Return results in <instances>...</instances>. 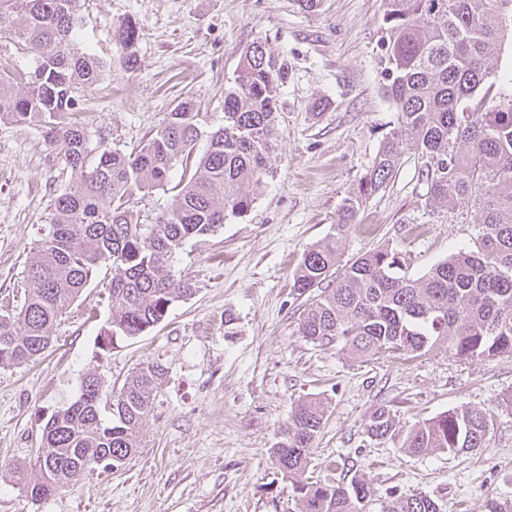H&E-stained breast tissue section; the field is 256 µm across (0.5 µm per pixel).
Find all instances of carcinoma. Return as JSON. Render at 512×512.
Returning a JSON list of instances; mask_svg holds the SVG:
<instances>
[{
  "label": "carcinoma",
  "mask_w": 512,
  "mask_h": 512,
  "mask_svg": "<svg viewBox=\"0 0 512 512\" xmlns=\"http://www.w3.org/2000/svg\"><path fill=\"white\" fill-rule=\"evenodd\" d=\"M6 21L37 66L20 93L0 78V119L39 123L45 142L61 147L70 181L54 198L48 232L27 270L21 310L0 316L1 365L28 363L47 351L51 325L102 266L112 272L118 304L102 350L158 325L173 303L192 294L173 259L188 240L216 232L226 214L246 213L273 175L278 92L289 74L288 61L262 42L242 51L224 89V125L209 133L204 153L183 169L175 207L148 219L134 212L132 199L167 188L176 165L194 155L203 134L194 102L179 101L136 152L104 143L93 150L71 115L81 91L111 70L80 47L75 0H0V24ZM383 22L380 74L396 122L357 192L341 204L334 232L309 247L296 269L295 292L321 289L301 314L299 334L322 346L336 343L355 358H413L434 350L466 359L512 354V69L499 66L505 41L512 40V0H384ZM138 38L130 20L112 31L131 65ZM405 142L418 151L425 214L435 224H451L475 213L482 224L478 245L459 249L418 278L407 275L405 254L389 247L339 265L340 242L367 200L392 178ZM164 374L158 363L136 368L112 394L110 421L100 411L102 380L85 376L79 399L44 427L42 480L28 483L23 468L15 471L27 495L47 498L88 468H114L135 455ZM325 413L316 400L296 405L275 459L300 512H360L373 496L364 480L302 479ZM492 425L489 413L457 407L400 434L401 449L410 455L472 452L486 446ZM367 433L394 436L395 417L377 410ZM385 512L440 509L418 493Z\"/></svg>",
  "instance_id": "1"
}]
</instances>
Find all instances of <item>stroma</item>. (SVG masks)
I'll return each mask as SVG.
<instances>
[{
	"instance_id": "stroma-1",
	"label": "stroma",
	"mask_w": 512,
	"mask_h": 512,
	"mask_svg": "<svg viewBox=\"0 0 512 512\" xmlns=\"http://www.w3.org/2000/svg\"><path fill=\"white\" fill-rule=\"evenodd\" d=\"M383 13V0H322L314 13L296 0H79L78 39L112 70L80 102L92 142L138 150L185 97L203 113L204 131L222 126L224 87L255 41L287 59L290 78L280 93L273 177L245 215L189 240L177 257L192 295L159 325L104 352L97 342L113 302L111 275L99 270L52 325L48 351L0 365V512H299L273 450L292 409L311 397L324 402L326 416L306 473L366 480L374 495L365 512L419 492L444 512L512 501V354L353 359L298 332L308 301L293 290L294 271L306 249L332 233L396 121L378 65ZM127 19L139 32L131 69L112 39ZM34 66L32 53L0 31V77H13L20 92ZM418 167L415 149L404 147L396 176L368 199L344 240L342 263L388 246L403 250L409 275L419 277L474 248L476 217L430 223ZM68 180L39 126L0 121V314L21 307L27 267ZM149 362L165 376L137 453L31 499L14 471L41 480L43 428L76 400L82 378L95 373L116 391ZM460 406L492 414L485 447L411 456L400 439L366 431L380 408L406 429Z\"/></svg>"
}]
</instances>
